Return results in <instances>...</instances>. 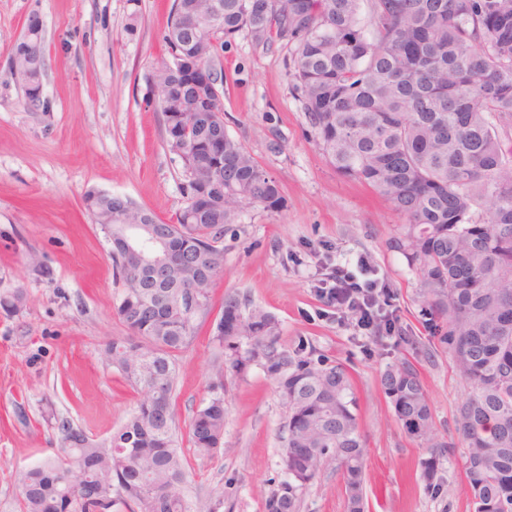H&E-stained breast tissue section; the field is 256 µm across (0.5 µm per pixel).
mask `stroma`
Instances as JSON below:
<instances>
[{"mask_svg":"<svg viewBox=\"0 0 512 512\" xmlns=\"http://www.w3.org/2000/svg\"><path fill=\"white\" fill-rule=\"evenodd\" d=\"M173 0H0V296L23 291L16 313L0 310V512H21L19 471L53 458L68 420L104 439L141 394L101 356L127 335L113 304L111 244L83 207L95 189L132 200L158 220L185 204V178L165 142L151 76L168 53L163 35ZM45 27L44 94L49 112L26 110L7 72L8 53L32 14ZM286 42L256 44L239 33L213 62L222 80L224 123L280 185L277 209L240 206L221 244L224 273L212 308L175 363L176 433L188 444L193 411L215 380L211 342L225 294L273 313L279 343L311 341L351 371L366 442V512H473L464 448L439 471L447 494L430 498L412 441L379 385L387 363L413 359L429 396L436 436L454 433L469 388L418 314L416 272L391 246L403 219L370 187L346 178L316 148L289 76ZM363 257L393 297L398 324L418 349L381 346L355 318L325 305L317 285L327 257ZM37 256L39 266L28 262ZM224 449L186 455L190 494L219 501L217 512H265L283 479L285 410L258 365L224 384ZM299 512H346L342 481L326 469L303 493Z\"/></svg>","mask_w":512,"mask_h":512,"instance_id":"35a3bbf8","label":"stroma"}]
</instances>
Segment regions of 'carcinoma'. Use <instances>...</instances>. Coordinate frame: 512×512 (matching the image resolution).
I'll list each match as a JSON object with an SVG mask.
<instances>
[{"instance_id":"carcinoma-1","label":"carcinoma","mask_w":512,"mask_h":512,"mask_svg":"<svg viewBox=\"0 0 512 512\" xmlns=\"http://www.w3.org/2000/svg\"><path fill=\"white\" fill-rule=\"evenodd\" d=\"M224 0V16L205 32L201 64L211 66L226 39L245 32L258 44L291 45L292 88L316 147L345 177L373 188L404 217L394 248L419 278L425 322L468 386L457 407V438L436 442L430 402L415 365L388 363L379 383L395 420L413 440L430 445L421 462L425 489L444 494L439 461L454 448L475 512H512V0ZM170 59L163 84L183 85L170 69L177 54L197 51L190 37L164 35ZM18 81L43 84L44 70L24 71L30 50L14 46ZM188 106H160L169 150L182 163L186 203L166 225L170 243L196 259L209 280L173 270L156 281L127 253V225L111 214L136 207L107 194L83 197L93 222L112 224V267L122 283L114 309L129 335L112 339L105 360L142 392L136 410L98 442L61 422L62 458L18 474L24 512H215L186 490L187 461L175 436V357L210 312L212 281L224 273L217 246L241 203L278 208V182L224 128V102L197 97ZM377 330L394 344L386 309ZM281 324L238 293L225 295L212 341L219 387L260 363L285 408L284 479L269 491L265 512H299L303 491L330 467L341 477L347 512H365V447L348 367L308 340L279 345ZM224 392H212L189 421L197 455L221 452Z\"/></svg>"}]
</instances>
